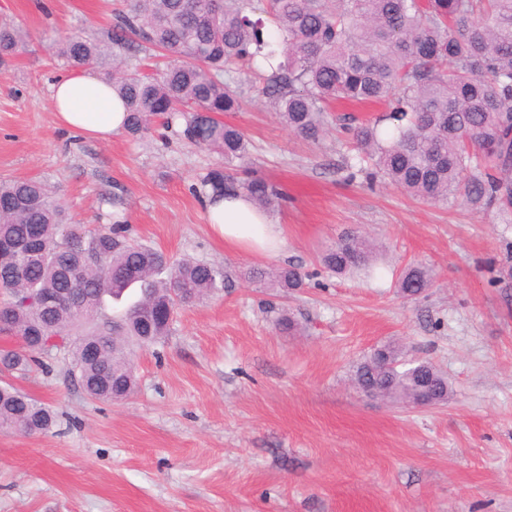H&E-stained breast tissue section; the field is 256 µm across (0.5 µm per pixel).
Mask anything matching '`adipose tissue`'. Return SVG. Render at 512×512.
I'll return each instance as SVG.
<instances>
[{"instance_id": "obj_1", "label": "adipose tissue", "mask_w": 512, "mask_h": 512, "mask_svg": "<svg viewBox=\"0 0 512 512\" xmlns=\"http://www.w3.org/2000/svg\"><path fill=\"white\" fill-rule=\"evenodd\" d=\"M51 102L56 122L84 139L111 140L125 130L124 106L108 80L79 68L55 78ZM209 227L225 247L258 255L279 254L282 225L246 193L230 192L206 202Z\"/></svg>"}]
</instances>
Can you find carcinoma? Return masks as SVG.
<instances>
[{"mask_svg":"<svg viewBox=\"0 0 512 512\" xmlns=\"http://www.w3.org/2000/svg\"><path fill=\"white\" fill-rule=\"evenodd\" d=\"M158 48L174 60L154 74L128 66L121 52ZM23 36L0 26V66ZM71 67L106 69L124 101L125 132L146 134L153 120L186 117L184 138L224 155V165L248 156V141L220 120L243 100L223 79L246 68L265 81L281 121L316 141L335 100L386 103L385 115L341 128L359 150L350 166L373 183L396 186L422 202L462 198L512 212V0H129L110 44L66 36L53 47ZM212 195L241 190L261 207L281 199L258 178L210 172ZM125 224L89 229L67 221L53 192L36 179L0 181V367L27 372L59 336L71 355V377L92 398L119 402L136 378L129 345L149 346L168 334L162 312L189 306L224 288L221 267L128 242ZM375 248L356 234L342 236L322 257L337 274L374 266ZM244 278L269 280L283 291L305 285L292 266L252 268ZM431 286L422 266L404 269L397 288L407 298ZM396 346L375 349L355 371L357 386L412 403L418 385L439 404L448 380L430 361L401 364ZM53 410L5 382L0 431L43 434Z\"/></svg>","mask_w":512,"mask_h":512,"instance_id":"cac0c4a2","label":"carcinoma"}]
</instances>
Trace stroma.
<instances>
[{
	"mask_svg": "<svg viewBox=\"0 0 512 512\" xmlns=\"http://www.w3.org/2000/svg\"><path fill=\"white\" fill-rule=\"evenodd\" d=\"M125 8L0 0V24L27 33L0 68V179H40L73 221H121L132 241L228 277L177 308L159 342L133 347L137 385L120 403L90 399L64 353L10 374L58 418L41 435L0 432V512H512V214L349 179L355 151L334 122L382 105L334 104L327 134L307 141L232 72L246 104L222 119L244 132L251 172L282 191L269 213L287 245L271 257L225 248L203 202L224 157L191 145L184 119L107 142L56 122L50 86L68 66L49 42L106 37ZM347 231L378 246L382 278L322 266ZM412 264L435 282L408 299L396 282ZM288 265L308 276L288 295L240 276ZM283 312L296 331L279 329ZM388 343L445 374L447 403L396 405L354 386L357 364Z\"/></svg>",
	"mask_w": 512,
	"mask_h": 512,
	"instance_id": "35a3bbf8",
	"label": "stroma"
}]
</instances>
